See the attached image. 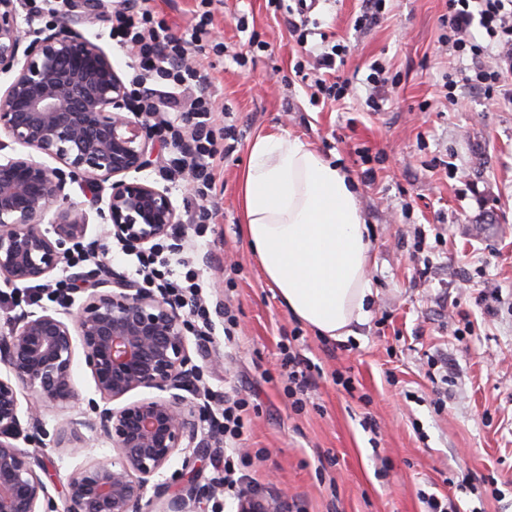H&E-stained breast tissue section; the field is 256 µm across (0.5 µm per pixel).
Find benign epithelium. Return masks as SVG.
<instances>
[{
  "mask_svg": "<svg viewBox=\"0 0 512 512\" xmlns=\"http://www.w3.org/2000/svg\"><path fill=\"white\" fill-rule=\"evenodd\" d=\"M20 0H0V73H15L0 94V134L27 149L0 160V274L12 285L46 280L85 239L88 212H108L110 234L130 245L167 234L178 223L168 192L129 181L147 158L151 125L124 112L126 86L109 54L74 28L68 13L50 30L22 24ZM56 162L34 160L32 153ZM98 188L82 201L65 193L67 179ZM108 187V197L99 189ZM53 221L45 223L51 207ZM90 292L65 320L46 310L18 316L0 336V512H41L46 484L17 441L41 428L40 406L77 400L72 380L81 348L97 391L119 402L82 425L109 440L110 462H89L68 479L66 512H192L197 491L188 470L210 435L202 407L185 396L199 373L188 351L184 318L152 290L108 270L91 274ZM35 400L21 415L18 392ZM138 389L158 394L125 402ZM185 453L186 485L169 494L158 482L171 458ZM238 512H282L277 497L246 489Z\"/></svg>",
  "mask_w": 512,
  "mask_h": 512,
  "instance_id": "obj_1",
  "label": "benign epithelium"
}]
</instances>
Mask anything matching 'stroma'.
<instances>
[{
	"label": "stroma",
	"instance_id": "stroma-1",
	"mask_svg": "<svg viewBox=\"0 0 512 512\" xmlns=\"http://www.w3.org/2000/svg\"><path fill=\"white\" fill-rule=\"evenodd\" d=\"M362 0H313L309 44L341 42V69L353 83L344 100L315 105L294 71L305 55L291 14L270 0H215L211 41L202 64L234 133L213 189L218 216L202 238L210 296L225 301L238 326L188 338L212 405L241 395L258 406L240 442L255 456L247 483L286 494L284 512H424L421 494L450 496L463 512H512V106L489 105L458 87L444 97L447 74L469 60L438 42L446 0H386L372 30L356 32ZM76 25L101 45L123 80L131 59L102 18L79 9ZM381 63L396 83L380 111H369L366 78ZM301 138L336 158L358 185L370 228L373 299L356 336L334 341L300 324L270 288L251 254L240 214L239 177L258 134ZM87 240L108 248L112 270L134 273L110 222L90 214ZM426 247L417 251L416 237ZM0 302V334L23 312H64L43 283ZM311 366L314 388L295 411L281 376V345ZM74 407L42 413L43 430L27 447L55 512H64L68 476L109 461L111 443L83 428L107 402L83 353H76ZM77 430L82 449L58 447L60 430ZM202 492L196 512H237L229 494L208 495L224 478V439L214 436L195 461ZM469 482L471 492L459 490Z\"/></svg>",
	"mask_w": 512,
	"mask_h": 512
}]
</instances>
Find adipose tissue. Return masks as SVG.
Masks as SVG:
<instances>
[{"instance_id":"adipose-tissue-1","label":"adipose tissue","mask_w":512,"mask_h":512,"mask_svg":"<svg viewBox=\"0 0 512 512\" xmlns=\"http://www.w3.org/2000/svg\"><path fill=\"white\" fill-rule=\"evenodd\" d=\"M246 236L288 311L320 336L346 340L369 316V228L357 184L299 138L256 136L240 175Z\"/></svg>"}]
</instances>
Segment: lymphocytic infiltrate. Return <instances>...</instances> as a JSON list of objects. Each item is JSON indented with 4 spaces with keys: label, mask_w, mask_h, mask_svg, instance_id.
Instances as JSON below:
<instances>
[{
    "label": "lymphocytic infiltrate",
    "mask_w": 512,
    "mask_h": 512,
    "mask_svg": "<svg viewBox=\"0 0 512 512\" xmlns=\"http://www.w3.org/2000/svg\"><path fill=\"white\" fill-rule=\"evenodd\" d=\"M213 0H200L203 8L188 35L175 36L157 21L151 0H112L113 40L131 52L135 75L127 104L132 114L154 122L157 136L169 147L161 169L172 181L190 179L196 205L187 211L185 225L174 226L172 235L196 239L206 234L217 211L211 192L224 157L221 128L216 117V96L211 81L198 60L208 38ZM442 46L450 54L470 61L468 73L448 75L447 98H454L458 85L512 105V0H447L441 17ZM484 40H477L474 29ZM347 47L321 45L315 56L318 68L328 75L314 82L323 100L341 101L350 81L338 74L337 61ZM135 273L144 283L156 286L170 305L187 309L198 322V335H211V313L204 295L205 281L192 252L155 243L149 252L137 253ZM251 403L234 397L224 401L216 431L226 444L242 439L247 431Z\"/></svg>",
    "instance_id": "obj_1"
}]
</instances>
